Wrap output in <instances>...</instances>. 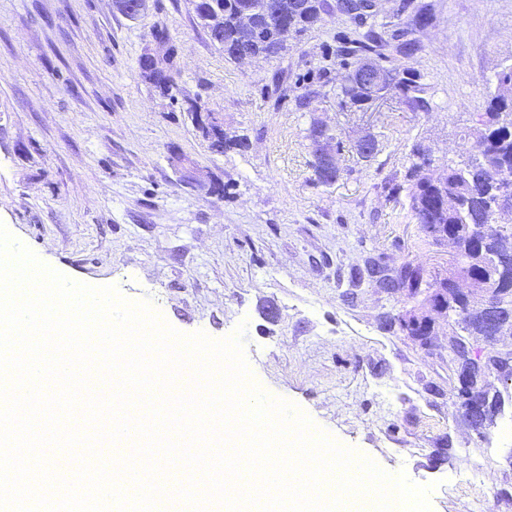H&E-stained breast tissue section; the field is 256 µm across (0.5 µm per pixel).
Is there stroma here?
<instances>
[{
  "mask_svg": "<svg viewBox=\"0 0 512 512\" xmlns=\"http://www.w3.org/2000/svg\"><path fill=\"white\" fill-rule=\"evenodd\" d=\"M326 5L281 57L239 63L193 0H149L134 19L113 0H0V223L43 263L150 302L180 333L218 340L244 326L261 388L380 469L431 486V512H512V382L477 435L451 396L447 321L424 349L380 324L407 309L403 292L349 287L378 254L447 276V246L424 243L384 186L403 182L415 140L438 165L456 158L488 78L512 65V0H383L384 39L422 49L405 61L389 46L379 62L420 75L426 112L393 92L377 108L346 103L338 37L356 25ZM147 52L170 56V92L142 76ZM209 112L244 149L211 150L198 128ZM317 119L341 143L330 187L312 176ZM366 133L380 148L368 163L354 150Z\"/></svg>",
  "mask_w": 512,
  "mask_h": 512,
  "instance_id": "35a3bbf8",
  "label": "stroma"
}]
</instances>
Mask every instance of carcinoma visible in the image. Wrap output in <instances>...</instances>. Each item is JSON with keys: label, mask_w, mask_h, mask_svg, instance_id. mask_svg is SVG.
<instances>
[{"label": "carcinoma", "mask_w": 512, "mask_h": 512, "mask_svg": "<svg viewBox=\"0 0 512 512\" xmlns=\"http://www.w3.org/2000/svg\"><path fill=\"white\" fill-rule=\"evenodd\" d=\"M281 15L270 18L263 11L264 0H195L194 10L208 29L211 39L224 47L231 59L251 51L267 58H277L286 49L279 33V23H288V33L299 34L321 21L322 0H280ZM253 14V24L239 22L242 9ZM363 32L343 35L341 55L355 58L369 56L383 47L382 33L376 24L359 20ZM398 79L382 89L400 95L413 112H427L430 104L425 97L421 76L407 67H396ZM467 144L459 158L448 162L442 171H432L425 165L430 154L422 142L412 145L413 162L406 173L408 214L421 226L426 239L437 245L446 244L453 257L445 278H431L425 268L412 261L398 267L384 265L372 279L376 288L387 292L406 291L410 300L436 308L449 303L448 289L460 282L470 284L473 293L460 295L448 314V351L464 356L466 350L460 337L473 343L494 341L504 334L512 335V265L501 272L499 260L512 261V207L502 203L500 186L512 183V98L498 91L487 94L485 110L478 113L476 123L464 133ZM496 288L501 297L491 303L484 289ZM424 312L410 311L396 316V322L409 336L431 335ZM505 362L496 354L485 356L484 370L472 381L485 409L472 413L466 404L457 402L464 423L479 434L494 425L504 399L490 383L493 376L507 381L512 371L505 372Z\"/></svg>", "instance_id": "carcinoma-1"}]
</instances>
